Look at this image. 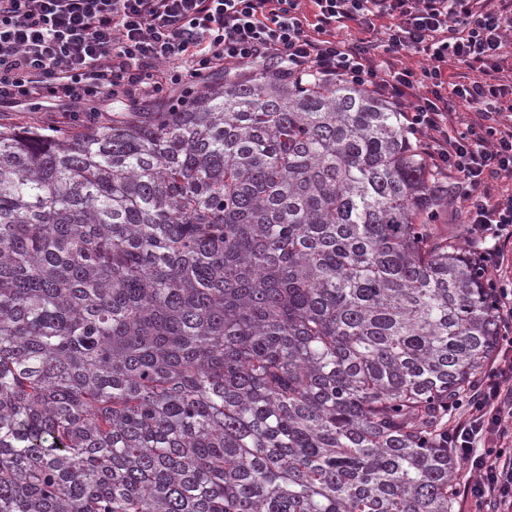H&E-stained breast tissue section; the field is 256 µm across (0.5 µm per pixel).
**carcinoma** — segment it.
Masks as SVG:
<instances>
[{
  "label": "carcinoma",
  "mask_w": 512,
  "mask_h": 512,
  "mask_svg": "<svg viewBox=\"0 0 512 512\" xmlns=\"http://www.w3.org/2000/svg\"><path fill=\"white\" fill-rule=\"evenodd\" d=\"M451 197L387 102L281 65L0 128V512H452L500 328Z\"/></svg>",
  "instance_id": "carcinoma-1"
}]
</instances>
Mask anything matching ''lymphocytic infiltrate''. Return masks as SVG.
Wrapping results in <instances>:
<instances>
[{
	"mask_svg": "<svg viewBox=\"0 0 512 512\" xmlns=\"http://www.w3.org/2000/svg\"><path fill=\"white\" fill-rule=\"evenodd\" d=\"M511 47L512 0H0V112L34 105L68 123L96 100L141 112L271 61L367 86L448 175L469 234L492 239L477 258L489 276L512 238V194L499 190L512 176ZM450 62L468 72L451 91ZM497 309L506 339L476 392L448 407V445L470 474L463 512H512V305Z\"/></svg>",
	"mask_w": 512,
	"mask_h": 512,
	"instance_id": "lymphocytic-infiltrate-1",
	"label": "lymphocytic infiltrate"
}]
</instances>
